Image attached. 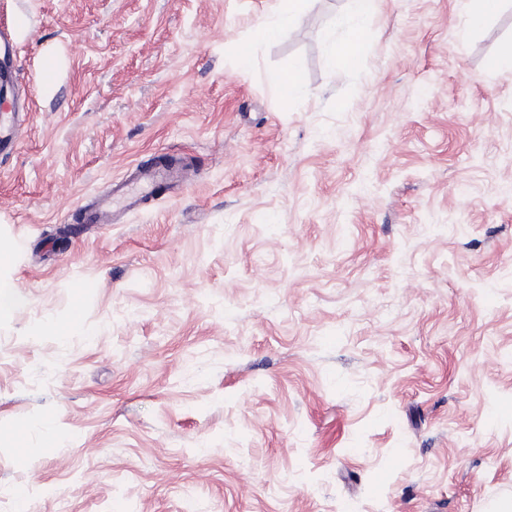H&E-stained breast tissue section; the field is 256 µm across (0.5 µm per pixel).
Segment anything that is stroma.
I'll return each instance as SVG.
<instances>
[{"mask_svg":"<svg viewBox=\"0 0 512 512\" xmlns=\"http://www.w3.org/2000/svg\"><path fill=\"white\" fill-rule=\"evenodd\" d=\"M348 6L0 0V512H512V0H377L333 70ZM277 14L265 19L255 29V38L258 41L271 40L278 37L283 31L291 30L305 13L309 0H283ZM350 11L338 19L346 35L334 41L330 47L327 65L330 69L347 66L356 61L363 52L362 30L376 8V0H350ZM501 0H469L467 22L469 27L477 28L483 25L500 6ZM182 163L181 158L172 157L162 165L137 166L134 176L133 173L116 182L109 191L97 198L86 220L91 224H108L112 221L115 204L125 209L138 207L160 188L181 181Z\"/></svg>","mask_w":512,"mask_h":512,"instance_id":"stroma-1","label":"stroma"}]
</instances>
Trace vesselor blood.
<instances>
[{
	"label": "vessel or blood",
	"instance_id": "1",
	"mask_svg": "<svg viewBox=\"0 0 512 512\" xmlns=\"http://www.w3.org/2000/svg\"><path fill=\"white\" fill-rule=\"evenodd\" d=\"M182 161L170 158L167 163L150 167H136L133 175L116 182L93 204L87 217L93 224H108L112 221L115 206L126 209L138 207L160 188L171 186L181 179Z\"/></svg>",
	"mask_w": 512,
	"mask_h": 512
}]
</instances>
